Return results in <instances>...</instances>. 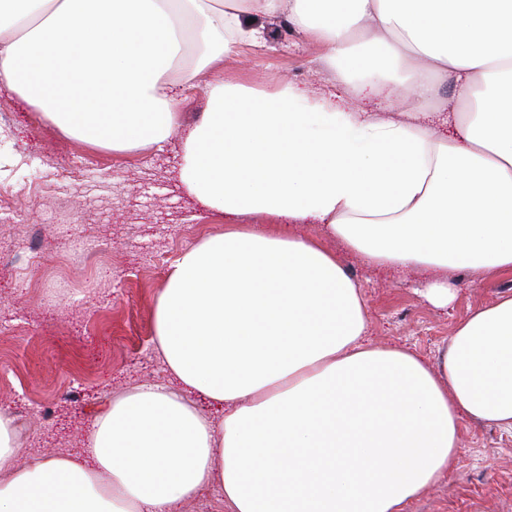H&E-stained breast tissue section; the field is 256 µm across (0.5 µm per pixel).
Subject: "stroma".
<instances>
[{
    "label": "stroma",
    "instance_id": "1",
    "mask_svg": "<svg viewBox=\"0 0 512 512\" xmlns=\"http://www.w3.org/2000/svg\"><path fill=\"white\" fill-rule=\"evenodd\" d=\"M251 23L263 46L239 47L224 74L268 91L328 89L318 49L286 15ZM183 96L182 120L162 147L116 153L64 135L0 92V404L31 452L80 447L83 422L104 398L167 377L153 333L156 299L174 260L224 230L223 216L177 180L184 137L208 110L204 86ZM345 262L371 310L373 341L431 357L469 309L512 292L511 275L477 282L456 270L461 290L442 312L419 295L422 275L400 282L358 256ZM408 512H512V434L463 423L457 469Z\"/></svg>",
    "mask_w": 512,
    "mask_h": 512
}]
</instances>
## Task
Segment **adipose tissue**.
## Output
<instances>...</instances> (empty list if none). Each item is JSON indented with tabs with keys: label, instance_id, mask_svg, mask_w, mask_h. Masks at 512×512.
<instances>
[{
	"label": "adipose tissue",
	"instance_id": "ef3b65f1",
	"mask_svg": "<svg viewBox=\"0 0 512 512\" xmlns=\"http://www.w3.org/2000/svg\"><path fill=\"white\" fill-rule=\"evenodd\" d=\"M245 13L286 14L337 85L383 94L387 114L214 76L264 40ZM2 30L0 89L115 152L163 141L176 85L210 74L177 176L226 224L158 297L167 383L109 401L54 455L26 453L0 407V512H176L214 484L225 512H406L455 469L462 422L512 432V293L432 360L372 341L343 259L425 274L438 310L452 271L512 275V0H0ZM188 36L200 52L175 84ZM246 215L321 225L342 250Z\"/></svg>",
	"mask_w": 512,
	"mask_h": 512
}]
</instances>
